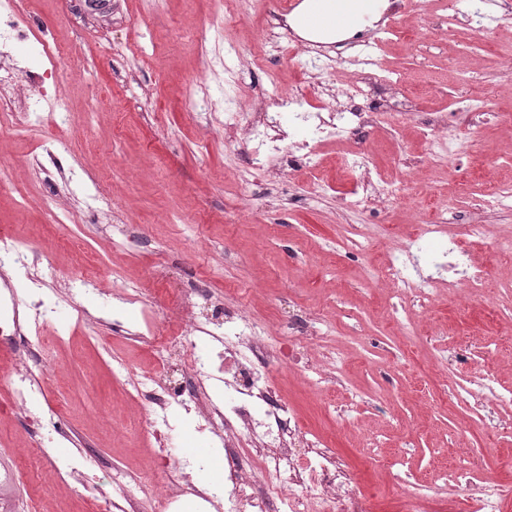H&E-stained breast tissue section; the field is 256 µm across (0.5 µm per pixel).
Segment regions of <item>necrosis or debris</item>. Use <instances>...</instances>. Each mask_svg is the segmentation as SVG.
Segmentation results:
<instances>
[{
	"label": "necrosis or debris",
	"mask_w": 512,
	"mask_h": 512,
	"mask_svg": "<svg viewBox=\"0 0 512 512\" xmlns=\"http://www.w3.org/2000/svg\"><path fill=\"white\" fill-rule=\"evenodd\" d=\"M22 0H0V128L22 135L39 127L45 118L57 126H65L70 113L61 96H48L43 91L46 81L62 77L63 58L55 45L39 37L23 21ZM35 45L41 63L28 73L34 90L23 107H16L12 93L15 79L24 72L16 59L21 46ZM312 73L326 75L341 82L343 102L331 116L308 111L306 93L282 95L277 80H270L264 90L266 103L257 112H245L238 100H230L224 110V141L234 146L249 164L261 166L267 185L282 182L286 170L312 168L317 164V149L328 141H341L362 133L367 127L385 124L399 128L418 122L420 134L428 145L434 164L444 165L461 152L457 136L448 134L447 117L439 112L417 115L411 102L395 105L384 92L392 85V75L361 68L344 76L347 62L343 55L318 52L312 55ZM374 84L378 93L367 105H360L364 88ZM301 115L305 122V139L296 149L284 147L281 129L284 114ZM346 165L367 173L365 187L343 197V208L351 213L367 209L372 201L389 204L400 197L406 185L389 180L373 166L369 152L362 148L350 151ZM431 238L447 236L448 280L438 277L420 278L407 246L389 253L381 264L382 278L403 284L406 299L422 310H429L437 290L447 287L449 293H464L474 300L482 295L483 271L473 269L460 240L448 232L447 225L428 224L423 228ZM55 270L42 255L20 246L9 233L0 234V342L25 348L29 357L40 359L41 350L30 333L46 324L60 307H77L83 289L71 288L61 295L43 297L40 289ZM198 291L188 287L179 303L166 312L168 320H178L186 329L174 336H141L142 344L164 349L197 345L199 337L209 339V346L182 364L180 378L144 374L133 378L131 387L138 399L149 406L146 423L160 448L155 463L174 473L175 480L157 504L159 512H170L173 502L184 493L193 465L179 462L168 450L173 427L172 405L190 399L205 428L224 442V483L199 491L202 500L223 503L226 512H359V498L351 473L339 464L331 451L318 445L297 447L300 431L296 413L276 390L263 380L262 372L269 364L276 338L267 327L225 309L223 303L213 305L210 317L197 319L192 307ZM44 375L19 370L7 381L12 395V412L30 415L33 433L40 436L69 438L70 432L58 413L48 415L31 412L30 402L44 392ZM223 381L224 401L215 403L207 385ZM445 479L449 487L466 486L475 497L478 512H500L512 492L485 482L480 469L452 470Z\"/></svg>",
	"instance_id": "4bbe7bcc"
}]
</instances>
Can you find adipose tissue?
Segmentation results:
<instances>
[{"label": "adipose tissue", "instance_id": "obj_1", "mask_svg": "<svg viewBox=\"0 0 512 512\" xmlns=\"http://www.w3.org/2000/svg\"><path fill=\"white\" fill-rule=\"evenodd\" d=\"M380 8L381 0H302L287 23L309 41L338 43L378 21Z\"/></svg>", "mask_w": 512, "mask_h": 512}]
</instances>
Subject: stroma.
I'll return each instance as SVG.
<instances>
[{"instance_id": "stroma-1", "label": "stroma", "mask_w": 512, "mask_h": 512, "mask_svg": "<svg viewBox=\"0 0 512 512\" xmlns=\"http://www.w3.org/2000/svg\"><path fill=\"white\" fill-rule=\"evenodd\" d=\"M37 32L69 54L71 67L57 92L71 113L69 126L44 124L17 136L0 132V163L39 153L42 142L59 140L64 165L81 157L59 201L45 196L42 171L18 168L0 189V229L40 251L61 279L95 280L100 290L84 298L85 316L64 309L41 331L44 366L54 379L40 409L59 406L71 439L49 444L45 459L22 456L32 434L23 418L0 415V468L17 471L12 495L16 508L38 500L40 512H97L109 490L110 469L132 472L143 484L144 504L153 506L169 473L150 471L157 446L148 434L146 412L112 376L113 357L124 358L135 373L157 369L160 356L130 342L128 331L157 325L163 309L181 288L202 290L195 313L209 314L210 297L245 309L254 320L278 332L295 316L326 320L321 344L310 357L338 371L335 390L318 391L310 372L271 363L268 380L288 401L305 431L329 448L354 474L364 512H407L411 491H420V512H458L462 491L440 477L460 469L468 457L492 453L487 481L512 484V399L494 403L491 427L469 422L448 408V383L494 371L501 392H512V258L495 255L490 245L464 238L463 245L489 275L484 302L460 310L445 296L433 314L406 320L399 285L371 287L374 263L390 242L378 238L374 260L339 256L336 244L352 224L393 226L406 240L430 214L447 209L449 230L462 236L470 217L481 216L490 236H512V211L480 213L479 201L500 182L512 183V165L499 159L502 133L496 124L472 123L458 110L456 90L480 75L500 85L490 111L512 115V71L503 64L512 53V19L498 17L495 0H465V17L447 25L440 0L407 16L414 40L383 39L381 30L365 37L375 66L401 74V96L421 112H444L448 129L467 142L465 152L440 168L428 161L427 147L414 126L391 139L387 130H369L360 146L379 167L398 174V156L417 157L409 169L416 205L397 202L381 214L342 211L340 198L359 175L343 160L346 144L326 145L320 155L321 179L336 193L308 205L312 178L288 175L280 192L255 199L263 180L222 139L224 107L236 90L246 92L277 77L283 92L299 85L300 67L287 54L270 50L262 36L266 16L279 0H258L253 14L228 27L213 0H25ZM129 41L139 54L125 60L109 46ZM209 60H202L199 44ZM236 86L224 82L225 68ZM103 189L115 211L101 217L92 196ZM25 199L24 210L14 202ZM68 208L74 223H53V204ZM135 224L137 245L113 232L118 223ZM137 280L147 306L129 307L123 329L112 327V285ZM471 360L454 361L461 346ZM179 460L202 467L197 483L224 469V445L198 432L195 414L174 411ZM377 447L392 461L388 470L367 468L363 451Z\"/></svg>"}]
</instances>
